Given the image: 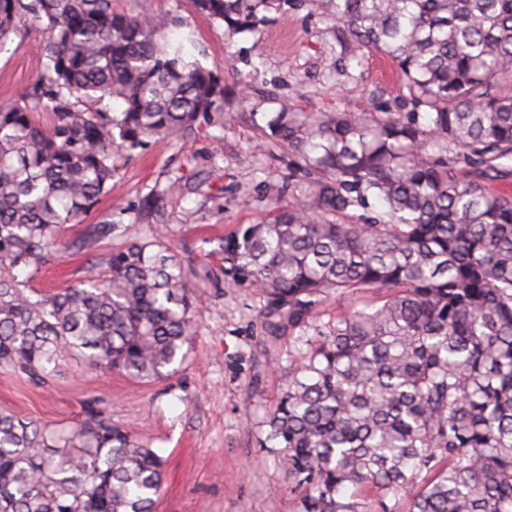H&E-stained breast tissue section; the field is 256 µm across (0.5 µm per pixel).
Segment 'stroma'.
I'll use <instances>...</instances> for the list:
<instances>
[{"instance_id": "35a3bbf8", "label": "stroma", "mask_w": 512, "mask_h": 512, "mask_svg": "<svg viewBox=\"0 0 512 512\" xmlns=\"http://www.w3.org/2000/svg\"><path fill=\"white\" fill-rule=\"evenodd\" d=\"M112 6L176 20L177 37L202 50L203 64L222 77L224 115L190 138H155L118 156L111 194L82 223L68 226L64 237L73 249L51 256L31 287L56 293L104 273L112 252L149 237V225L136 216L148 194L163 189L159 221L171 249L198 273V333L184 363L150 381L70 360L37 384L0 365V407L59 429L82 420L87 404L97 402L114 423L163 451L155 512H297L298 496L260 425L288 384L296 336L285 328L268 333L257 291L227 287L223 240L237 225L271 220L275 203L300 193L287 146L265 136L272 112L288 104L301 112L407 113L409 93L399 68L383 70L382 53L353 44L313 0H288L254 32L237 35L198 13L192 0H112ZM45 36L41 22L26 15L0 47V105L31 100L44 73ZM173 183L187 185L188 193L168 192ZM108 220L116 226L111 237L91 251L76 248L92 225Z\"/></svg>"}]
</instances>
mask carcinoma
Here are the masks:
<instances>
[{
	"label": "carcinoma",
	"mask_w": 512,
	"mask_h": 512,
	"mask_svg": "<svg viewBox=\"0 0 512 512\" xmlns=\"http://www.w3.org/2000/svg\"><path fill=\"white\" fill-rule=\"evenodd\" d=\"M281 0H194L230 33ZM350 40L398 65L412 113L297 112L267 122L313 183L272 220L224 237V278L300 331L288 390L263 420L302 512H512V0H315ZM44 23L41 99L0 106V363L36 382L65 357L158 379L195 335L190 275L156 224L108 271L28 291L112 191V158L181 140L224 112L223 80L176 24L112 0H0V45ZM120 104L103 112L104 101ZM95 224L94 248L112 235ZM378 299L318 325L324 298ZM165 458L93 402L50 430L0 409V512H154Z\"/></svg>",
	"instance_id": "cac0c4a2"
}]
</instances>
